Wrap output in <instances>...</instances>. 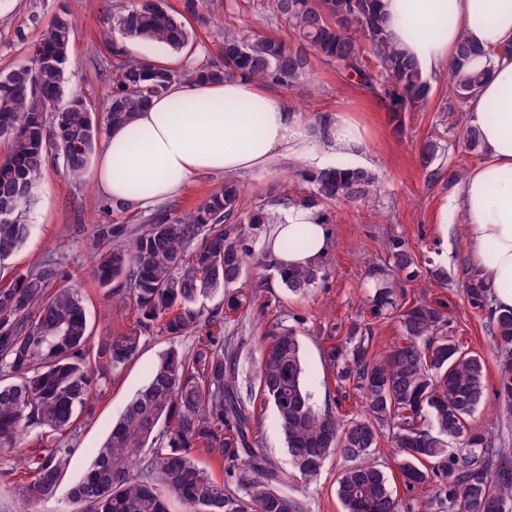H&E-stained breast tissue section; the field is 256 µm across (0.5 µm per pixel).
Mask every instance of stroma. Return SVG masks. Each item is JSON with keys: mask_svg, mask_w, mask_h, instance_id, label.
<instances>
[{"mask_svg": "<svg viewBox=\"0 0 512 512\" xmlns=\"http://www.w3.org/2000/svg\"><path fill=\"white\" fill-rule=\"evenodd\" d=\"M112 4L113 0H0V70L24 63L54 19L60 15L67 17L75 31L71 47L74 62L66 74L67 88L81 93L94 113H101L111 77L101 71L102 66L108 65L110 55L99 32L108 25ZM208 12L217 22L195 30L196 49L188 60L196 65L206 64L217 56L228 27L249 36H290L287 24L274 15L269 0H208ZM136 54L159 58L174 68L188 61L150 42L138 43ZM312 66L311 75L300 86L278 89V96L302 112L313 128L327 115L346 113L361 121L370 137L367 166L379 174L381 188L370 200L331 205L332 248L327 257V272L306 294L289 292L271 272L261 284L252 277L246 280L245 287L254 291L255 298L239 320L225 323L223 329L225 337L240 344V384L252 383L270 332L290 326L298 334L305 367L304 384L314 407L333 410L344 417L359 414V396L339 388L327 353L331 347L343 344L356 322L372 323L374 349L381 350L398 341L400 331L395 320L371 319L366 308L373 284L369 267L374 263L385 264L383 245L397 237L415 253L421 270L420 277L413 282L394 274L405 301L411 303L421 297L442 301L451 339L486 359L485 395L471 418L472 424L512 447V418L503 415L497 406L499 374L489 323L482 312L468 304L463 292L471 271L469 245L462 230L463 215L452 205L457 190L442 181L428 184L419 164L418 145L431 131L447 130L451 133V144L443 163H462L470 168L477 164V157L460 149L461 129H449L445 113L436 107L411 113L404 130L399 131L381 104L347 81L336 67L317 59ZM300 167V161L282 156L266 168L236 174L241 208L271 204L286 194L305 195L306 185L291 179ZM225 180L222 174L196 177L191 186L176 196L148 207H131L123 215L103 210L104 197L91 175L74 180L66 174L61 161H49L37 182L34 203L27 214L30 235L17 250L9 275L0 278V287L45 261H53L69 284L79 288L94 336L126 330L136 323L132 303L114 301L91 274L96 225L123 220L128 230L133 231L159 212L179 215L194 210L208 194L221 190ZM437 268L444 270L446 281L432 277V270ZM196 342V337L184 336L173 343L156 330L147 335L138 356L101 386L94 415L77 430L76 449L68 472L56 493L39 505V512H76L71 490L82 480L113 423L134 395L148 384L160 356L171 345L189 351ZM255 435L258 448L276 465L289 469L290 457L273 407H264ZM343 467L339 457H330L317 482L308 485L294 480L284 492L300 501L304 512H343L336 497V480Z\"/></svg>", "mask_w": 512, "mask_h": 512, "instance_id": "35a3bbf8", "label": "stroma"}]
</instances>
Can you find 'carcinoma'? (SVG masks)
I'll use <instances>...</instances> for the list:
<instances>
[{"label": "carcinoma", "instance_id": "carcinoma-1", "mask_svg": "<svg viewBox=\"0 0 512 512\" xmlns=\"http://www.w3.org/2000/svg\"><path fill=\"white\" fill-rule=\"evenodd\" d=\"M275 14L288 22L292 41L246 38L224 30L219 57L180 70L163 63L131 58L114 41H151L191 57L194 34L189 19L211 22L204 0H183L172 11L165 0H127L112 13V31L102 34L116 59L105 111V127L128 125L153 96L181 80H222L247 76L292 89L310 75L311 55L331 64L349 81L379 99L396 127L406 114L424 112L432 101L433 81L385 33L382 0H271ZM72 23L55 19L32 52L39 67L13 78L0 75V255L19 249L28 239L26 212L33 188L46 163L63 161L73 179L81 178L96 149L99 126L78 93L65 96L70 64ZM479 55L468 41L459 42L448 68V100L442 111L464 112L489 68L473 67ZM465 151L483 150L479 133L469 127ZM441 138L431 134L418 146L419 160L431 185L447 176L457 184L465 173L459 164L443 171ZM296 177L310 194L286 196L282 208L302 201L320 208L354 203L377 190L378 176L349 164L303 168ZM240 189L233 181L210 194L195 210L179 216L166 212L124 240L123 224H99L92 275L112 298L130 300L138 312L132 328L92 335L78 289L59 283L56 266L44 263L8 287L0 288V447L16 448L36 433L39 448L23 456L27 481L21 485L25 512H35L58 488L74 452L76 425L94 413L101 380L123 368L140 352L143 335L158 327L170 339L194 335L200 347L191 352L168 349L148 385L127 405L98 448L82 481L71 493L81 512H169L165 493L183 512H303L299 502L280 492L298 477L318 479L331 454L346 466L336 495L344 512H400L384 473L371 460L381 436L401 460L408 485L430 488L418 512H512V448L471 426L468 418L482 401L486 362L447 336L443 304L419 300L399 303V294L374 267V317L393 315L400 342L372 349V332L354 324L344 344L329 351L339 386L361 393V413L344 419L316 410L305 390L304 365L296 331L278 328L272 335L244 398L236 376V349L224 346L213 329L251 304L252 295L227 288L248 267L272 263L255 253L257 231L273 224V209H239ZM283 252L310 246L307 232L279 241ZM392 267L417 276L416 259L405 243H386ZM317 260L300 268L276 269L282 285L304 294L323 276ZM223 292L220 304L197 307L199 300ZM469 304L488 315L499 366L498 406L512 414V310L492 307L490 288L468 277ZM271 404L291 457V471L280 469L252 447L248 433L258 423L257 407ZM233 463L236 489L215 481L194 462L191 450Z\"/></svg>", "mask_w": 512, "mask_h": 512}]
</instances>
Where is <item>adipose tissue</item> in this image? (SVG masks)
Here are the masks:
<instances>
[{
	"label": "adipose tissue",
	"mask_w": 512,
	"mask_h": 512,
	"mask_svg": "<svg viewBox=\"0 0 512 512\" xmlns=\"http://www.w3.org/2000/svg\"><path fill=\"white\" fill-rule=\"evenodd\" d=\"M386 31L428 73L446 70L457 44L483 50L475 67L491 75L471 99L468 121L485 155L462 176L457 193L475 275L491 288L497 310L512 309V0H383ZM369 142L352 116L324 118L310 134L263 83L235 76L222 81L172 84L150 100L133 122L110 129L98 153L93 179L99 191L134 205H151L181 192L204 173L234 175L290 155L359 157ZM267 254L283 266L326 257L331 233L318 209L294 202L280 209ZM308 229L311 245L283 253L278 238Z\"/></svg>",
	"instance_id": "1"
}]
</instances>
